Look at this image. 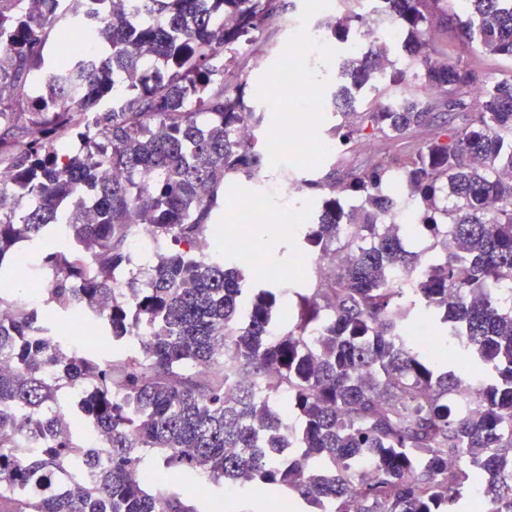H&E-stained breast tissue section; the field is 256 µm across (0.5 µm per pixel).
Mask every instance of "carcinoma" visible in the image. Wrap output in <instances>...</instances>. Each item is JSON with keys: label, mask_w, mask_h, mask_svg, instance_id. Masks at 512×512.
<instances>
[{"label": "carcinoma", "mask_w": 512, "mask_h": 512, "mask_svg": "<svg viewBox=\"0 0 512 512\" xmlns=\"http://www.w3.org/2000/svg\"><path fill=\"white\" fill-rule=\"evenodd\" d=\"M52 2L0 0V85L39 83L29 99L0 97L12 173L0 194L14 200L0 209V285L14 281L17 245L60 228L90 264L40 253L44 306L0 319V512H199L178 487L201 480L265 486L308 512H347L350 500L360 512H459L478 492L512 512V295L500 291L512 283V79L477 85L430 37L449 27L512 59V0H387L408 58L398 69L381 45L343 60L329 135L347 151L430 135L359 170L300 177L320 212L297 248L340 261L317 287L288 290L255 288L238 263L201 251L226 179L261 168L258 143L234 137L264 119L238 81L241 46L281 22L286 0H68L62 15ZM359 20L342 10L318 26L347 43ZM78 26L101 47L90 65L70 49ZM366 85L375 95L358 107ZM442 106L461 123L439 121ZM63 133L77 151L54 146ZM144 212L171 249L145 268V287L118 294L112 272L132 263ZM412 237L429 245L404 248ZM74 306L109 356L53 332ZM424 317L433 343L476 374L469 400L456 397L460 373L412 335ZM133 335L138 355L118 357ZM65 390L107 464L52 411ZM150 454L169 477L153 488Z\"/></svg>", "instance_id": "obj_1"}]
</instances>
